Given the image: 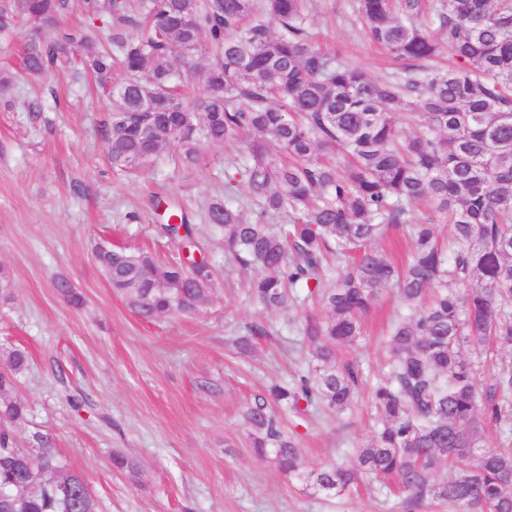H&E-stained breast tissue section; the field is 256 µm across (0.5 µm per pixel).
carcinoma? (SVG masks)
<instances>
[{
    "label": "carcinoma",
    "instance_id": "carcinoma-1",
    "mask_svg": "<svg viewBox=\"0 0 512 512\" xmlns=\"http://www.w3.org/2000/svg\"><path fill=\"white\" fill-rule=\"evenodd\" d=\"M309 0H82L86 28L67 45L32 40L22 70L88 74L112 91L104 126L112 165L153 167L166 150L189 167L201 145H244L251 163L224 173V195L208 203L224 249L256 266L251 295L267 309L305 288L323 312L300 322L314 366L274 382L244 413L255 455L289 479L341 497L360 480L392 479L401 512L432 502L453 512H512V364L485 382L482 355L512 351V0H437L436 28L418 22L419 0H355L365 36L402 63L405 77L377 80L310 39ZM71 0H0V33L21 22L55 28ZM111 37L100 42L97 31ZM448 46V70L429 63ZM210 54L204 94L178 92L187 73L175 57ZM122 70L124 79L112 76ZM16 77L0 70V105L13 107ZM421 120L404 136L396 116ZM245 184L257 217L237 202ZM430 216L411 223L413 209ZM164 208L161 232L183 245L173 262L148 252L95 251L113 290L144 318L196 311L213 288L208 257L194 244L181 204ZM288 211L289 223L264 222ZM450 227L439 243L438 223ZM409 225L411 256L400 268L372 245L387 227ZM58 293L79 306L71 282ZM395 288L409 314L385 340L389 371L370 388L378 428L349 463L301 470L299 437L282 413L324 406L337 414L362 390L357 360L342 350L361 339L379 292ZM236 339L244 352L266 335L254 322ZM27 352L0 356V422L23 418L11 396ZM32 450L0 429V512H95L83 477L66 470L47 437Z\"/></svg>",
    "mask_w": 512,
    "mask_h": 512
}]
</instances>
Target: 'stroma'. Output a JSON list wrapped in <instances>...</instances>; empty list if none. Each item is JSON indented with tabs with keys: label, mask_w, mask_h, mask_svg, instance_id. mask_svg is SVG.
Segmentation results:
<instances>
[{
	"label": "stroma",
	"mask_w": 512,
	"mask_h": 512,
	"mask_svg": "<svg viewBox=\"0 0 512 512\" xmlns=\"http://www.w3.org/2000/svg\"><path fill=\"white\" fill-rule=\"evenodd\" d=\"M354 0H311L309 28L324 50L387 79L400 68L364 37ZM13 110H0V267L11 290L0 297V350L29 355L14 398L26 415L11 426L17 447L49 438L66 467L82 476L96 512H397L400 495L379 482L344 497L307 490L256 457L242 413L263 388L306 370L300 307L267 311L248 293L256 269L225 253L204 207L224 192L228 161L245 165L240 144L202 147L184 168L165 153L128 176L113 168L101 129L112 103L89 79L46 73L18 84ZM41 99L40 119L24 101ZM173 198L192 217L195 242L214 266L209 304L181 316L139 317L112 288L93 252L114 244L164 257L178 250L161 235L153 198ZM64 277L83 298L72 307L54 282ZM402 302L381 291L365 319L356 356L366 386L387 372L381 332ZM262 321L266 336L247 356L234 340ZM302 437L305 470L353 454L374 431L366 394L342 415H285ZM121 453L136 476L112 466Z\"/></svg>",
	"instance_id": "obj_1"
}]
</instances>
